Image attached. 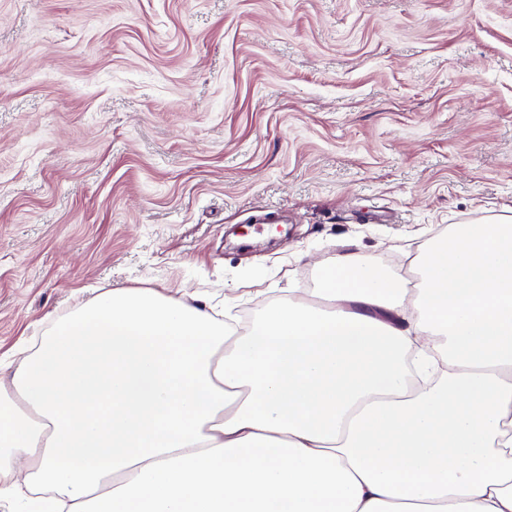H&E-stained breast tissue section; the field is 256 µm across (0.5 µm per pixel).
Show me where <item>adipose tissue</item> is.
I'll return each instance as SVG.
<instances>
[{
	"mask_svg": "<svg viewBox=\"0 0 512 512\" xmlns=\"http://www.w3.org/2000/svg\"><path fill=\"white\" fill-rule=\"evenodd\" d=\"M419 279L338 254L241 333L113 288L0 379L25 512H512V217L450 225Z\"/></svg>",
	"mask_w": 512,
	"mask_h": 512,
	"instance_id": "ef3b65f1",
	"label": "adipose tissue"
}]
</instances>
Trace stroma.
I'll list each match as a JSON object with an SVG mask.
<instances>
[{"instance_id":"stroma-1","label":"stroma","mask_w":512,"mask_h":512,"mask_svg":"<svg viewBox=\"0 0 512 512\" xmlns=\"http://www.w3.org/2000/svg\"><path fill=\"white\" fill-rule=\"evenodd\" d=\"M501 215L512 0H0L2 376L94 288L255 315Z\"/></svg>"}]
</instances>
